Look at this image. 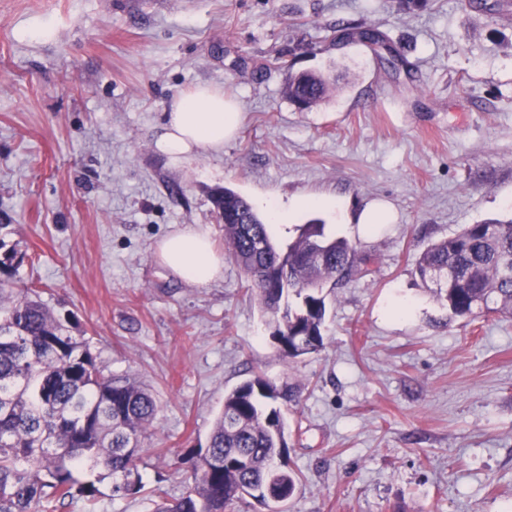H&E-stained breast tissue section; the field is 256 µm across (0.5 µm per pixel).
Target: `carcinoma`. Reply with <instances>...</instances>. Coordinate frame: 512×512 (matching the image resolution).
Returning <instances> with one entry per match:
<instances>
[{"mask_svg": "<svg viewBox=\"0 0 512 512\" xmlns=\"http://www.w3.org/2000/svg\"><path fill=\"white\" fill-rule=\"evenodd\" d=\"M373 26L347 24L336 44L362 43L371 50L387 44ZM329 77L321 72L288 76V100L307 108L324 99ZM231 188L212 196L224 217V246L248 277L262 307L282 331V356L297 358L323 346L326 302L322 289L353 276L356 257L344 239H328L316 221L282 248L255 208L240 209ZM16 246L0 238V512H56L73 496L88 501L99 490L76 473L103 469L121 478L112 492L142 489L137 463L158 413L152 393L137 382L106 375L77 324L56 315L40 296L14 286ZM288 267V279L270 275ZM422 281L444 292L458 318L476 311L512 313V220L470 224L428 245L415 268ZM292 399L257 375L225 394L205 452L193 461L194 482L180 497L160 499L153 512H227L244 500L240 488L261 485L286 436L280 404Z\"/></svg>", "mask_w": 512, "mask_h": 512, "instance_id": "1", "label": "carcinoma"}]
</instances>
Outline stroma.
I'll use <instances>...</instances> for the list:
<instances>
[{
  "mask_svg": "<svg viewBox=\"0 0 512 512\" xmlns=\"http://www.w3.org/2000/svg\"><path fill=\"white\" fill-rule=\"evenodd\" d=\"M340 23L386 32L407 74L334 47ZM333 59L336 90L298 109L289 74ZM200 84L238 101L240 132L171 165L157 133ZM224 186L256 206L313 199L271 227L277 244L319 219L372 255L325 289L320 351L282 358L232 257L202 287L156 259L189 227L223 248L211 193ZM372 201L396 220L364 236L347 218ZM510 218L512 0H0V238L23 255L15 285L159 404L140 493L113 495L104 475L96 504L78 495L59 512L180 497L225 391L257 373L293 391L285 512H512V315L449 318L415 274L431 243Z\"/></svg>",
  "mask_w": 512,
  "mask_h": 512,
  "instance_id": "35a3bbf8",
  "label": "stroma"
}]
</instances>
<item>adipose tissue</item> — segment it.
I'll return each instance as SVG.
<instances>
[{
  "label": "adipose tissue",
  "mask_w": 512,
  "mask_h": 512,
  "mask_svg": "<svg viewBox=\"0 0 512 512\" xmlns=\"http://www.w3.org/2000/svg\"><path fill=\"white\" fill-rule=\"evenodd\" d=\"M243 117L237 104L223 93L197 86L174 99L156 141L160 154L178 165L199 149L221 152L234 139ZM161 263L185 282L205 286L224 274V260L209 234L185 229L162 238L156 247Z\"/></svg>",
  "instance_id": "ef3b65f1"
}]
</instances>
